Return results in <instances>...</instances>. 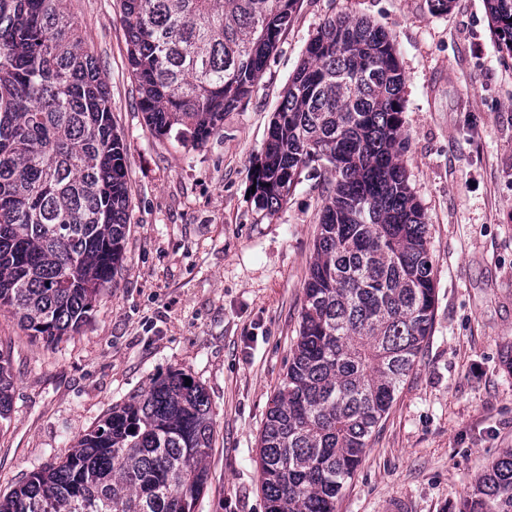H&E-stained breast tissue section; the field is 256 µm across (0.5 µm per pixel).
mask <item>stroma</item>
<instances>
[{"instance_id":"stroma-1","label":"stroma","mask_w":512,"mask_h":512,"mask_svg":"<svg viewBox=\"0 0 512 512\" xmlns=\"http://www.w3.org/2000/svg\"><path fill=\"white\" fill-rule=\"evenodd\" d=\"M97 59L125 147L123 267L75 336L48 344L0 310L14 375L0 430V493L65 457L116 404L182 369L215 418L195 512H266L259 440L288 368L315 254L322 187L305 169L276 212L250 197L269 126L310 40L331 17L371 20L405 77L403 160L433 259V327L373 428L336 512H459L475 477L512 448V54L486 0H300L251 96L201 147L145 124L121 0H65Z\"/></svg>"}]
</instances>
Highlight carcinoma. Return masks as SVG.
Wrapping results in <instances>:
<instances>
[{
    "instance_id": "cac0c4a2",
    "label": "carcinoma",
    "mask_w": 512,
    "mask_h": 512,
    "mask_svg": "<svg viewBox=\"0 0 512 512\" xmlns=\"http://www.w3.org/2000/svg\"><path fill=\"white\" fill-rule=\"evenodd\" d=\"M64 0H0V308L28 335L74 336L123 261L124 145L95 56ZM300 0H122L128 64L147 126L200 146L249 98ZM512 53V0H487ZM404 74L366 19L331 18L275 111L254 175L282 207L302 170L331 167L297 342L260 439L267 512H336L372 429L430 336L433 263L401 156ZM191 383H185V379ZM14 376L0 352V427ZM214 418L184 370L115 405L59 462L32 471L0 512H194ZM461 512H512V448Z\"/></svg>"
}]
</instances>
